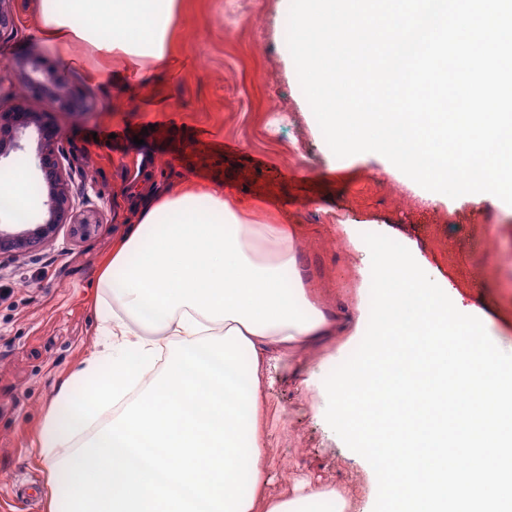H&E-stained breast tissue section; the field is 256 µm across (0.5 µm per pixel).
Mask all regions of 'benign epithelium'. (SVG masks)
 I'll use <instances>...</instances> for the list:
<instances>
[{
    "label": "benign epithelium",
    "mask_w": 512,
    "mask_h": 512,
    "mask_svg": "<svg viewBox=\"0 0 512 512\" xmlns=\"http://www.w3.org/2000/svg\"><path fill=\"white\" fill-rule=\"evenodd\" d=\"M16 65L24 70L29 91L35 98L49 99L62 109H72L83 102L80 89L68 75L47 61L20 60ZM30 128L37 133L36 165L48 183L46 216L31 227L0 228V258L16 257L35 243L49 241L63 224L70 225L73 235L84 238L92 225L100 223V213L82 207L72 195L71 173L64 165L63 131L54 113L24 106L0 109V157L25 149L22 140Z\"/></svg>",
    "instance_id": "benign-epithelium-1"
}]
</instances>
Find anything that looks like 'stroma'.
<instances>
[{
  "mask_svg": "<svg viewBox=\"0 0 512 512\" xmlns=\"http://www.w3.org/2000/svg\"><path fill=\"white\" fill-rule=\"evenodd\" d=\"M42 0H8L12 28L0 32V109L24 100L14 59L43 57L84 94V111H57L76 197L102 220L83 239L56 237L0 260V512H18L27 477L39 480L33 512H50L55 479L35 443L61 384L102 350L94 306L113 244L156 194L208 185L256 222L295 224L307 288L349 319L357 302L358 254L346 224L401 231L422 261L477 306L493 338L512 348V208L452 198L431 204L386 174L373 157L338 158L314 128L279 30L282 0H181L180 64L131 74L112 70L82 43L59 51L39 32ZM125 131L113 150L104 127ZM229 153L192 148L198 130ZM143 136L135 145L134 136ZM283 360L264 408L270 434L269 490L281 495L310 477L365 505L372 481L361 459L315 418L306 379H320L324 354Z\"/></svg>",
  "mask_w": 512,
  "mask_h": 512,
  "instance_id": "obj_1",
  "label": "stroma"
}]
</instances>
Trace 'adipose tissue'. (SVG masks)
I'll list each match as a JSON object with an SVG mask.
<instances>
[{
	"mask_svg": "<svg viewBox=\"0 0 512 512\" xmlns=\"http://www.w3.org/2000/svg\"><path fill=\"white\" fill-rule=\"evenodd\" d=\"M178 6L45 0L39 32L62 50L87 43L115 67L163 65ZM296 268L293 225L251 223L218 190L144 207L99 279L107 343L61 385L39 433L62 482L55 512H348L342 492L315 484L266 494L273 372L348 333Z\"/></svg>",
	"mask_w": 512,
	"mask_h": 512,
	"instance_id": "obj_1",
	"label": "adipose tissue"
}]
</instances>
